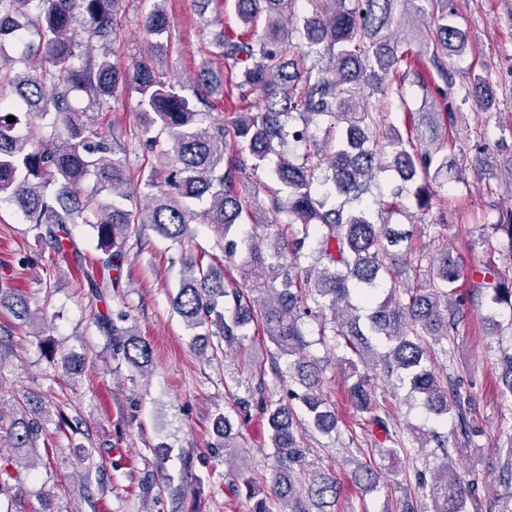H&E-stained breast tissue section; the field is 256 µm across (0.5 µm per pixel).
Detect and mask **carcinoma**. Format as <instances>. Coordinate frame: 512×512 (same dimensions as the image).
<instances>
[{"mask_svg":"<svg viewBox=\"0 0 512 512\" xmlns=\"http://www.w3.org/2000/svg\"><path fill=\"white\" fill-rule=\"evenodd\" d=\"M121 2L0 0V32L20 15L39 20L34 38L22 33L15 38L26 69H16V58L0 47V202L20 209L56 252L69 248L68 225H90L102 252L99 263L111 270L120 269L126 241L141 240L146 226L181 246L196 216L226 233L243 216L256 224L258 215L267 212L285 217V241H276L269 250L251 236L244 239L241 286L224 284L223 270L199 256L185 261L172 300L188 328L205 329L217 338L215 353L238 342L242 329L256 322L280 354L299 355L292 366L307 392L260 401L278 463L270 497L282 504L280 512H334L336 506L340 487L329 474L313 475L305 500L295 488V473L305 471L308 449L301 447L297 432L303 421L292 401L301 402L308 423L318 431L336 427L312 364L300 356L303 318L325 306L347 349L340 362L350 381L348 397L385 433L388 445L377 448V454L394 459L401 442L389 433V411L373 398L364 372L374 359L387 374L396 375V386L407 389L429 415V424L412 426L410 432L417 447L434 441L443 454L430 485L417 474L418 486L429 487L430 512H462L474 497L473 485L448 462V440L438 428L450 414L466 421L470 399L426 365L428 342L448 340L458 325L461 267L444 245L431 255L410 251L403 264L427 261L428 282L382 294L386 280L399 274L395 247L409 237L391 223L396 200L411 195L418 208L428 210L436 200L434 185L464 180L452 154L455 145L442 139L439 128L464 121L459 98L473 100L483 111L495 101L489 78L479 75L465 90L455 88L448 76V64L460 61L468 44L448 0H307L311 15L300 27L289 25L286 16L294 0H235L242 29L222 32L208 53L224 64L229 94L242 103L260 100L262 111L242 112L206 127L196 104L215 108L218 79L213 69H199L192 101L151 61L171 44L166 0H150L143 16L144 32L158 38L149 44L148 56L122 66L76 52L75 10H82L88 38L115 41ZM414 44L434 68L427 81L409 80ZM129 90L138 94L137 109L148 117L145 133L154 161L147 182L164 181L173 188L132 206L127 205L128 178L119 150L84 120ZM375 93L413 114L407 134L382 127L380 113L369 107ZM9 116L15 121H7ZM30 116L51 120L25 137L18 129ZM321 116L334 122L318 140L310 126ZM156 126L157 135H150ZM287 143L303 151L284 156L281 148ZM273 155L279 156L275 176L282 191L263 199L239 189L240 175L247 169L259 171ZM91 172L112 192V204L105 208L81 200L83 181ZM379 172L391 175L393 201L379 203L374 219L368 195ZM325 186L338 199L333 208L326 205ZM487 229L507 239L506 266L476 271L472 287L490 293L493 304L512 307V208ZM324 261L327 265L317 268ZM0 307L34 323L26 298L9 278L0 279ZM124 321L126 315L120 313L103 321L102 328L113 353L145 372L152 365L150 344L122 326ZM215 425L220 441L211 450L219 455L234 447V437L227 415H219ZM42 432L40 418L23 409L8 414L0 409V443L12 450L0 453V495L10 494L22 473L34 468Z\"/></svg>","mask_w":512,"mask_h":512,"instance_id":"1","label":"carcinoma"}]
</instances>
